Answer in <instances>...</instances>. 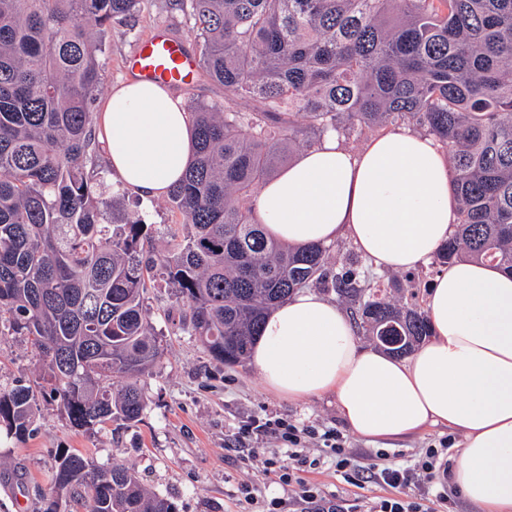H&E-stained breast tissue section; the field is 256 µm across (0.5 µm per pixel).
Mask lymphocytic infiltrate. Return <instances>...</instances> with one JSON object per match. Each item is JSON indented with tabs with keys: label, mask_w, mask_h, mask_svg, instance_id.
Segmentation results:
<instances>
[{
	"label": "lymphocytic infiltrate",
	"mask_w": 512,
	"mask_h": 512,
	"mask_svg": "<svg viewBox=\"0 0 512 512\" xmlns=\"http://www.w3.org/2000/svg\"><path fill=\"white\" fill-rule=\"evenodd\" d=\"M319 438L332 458L340 477L361 487L372 483L391 489V496L375 502L369 512H452L454 501L448 495L449 463L443 451L427 448L417 463L410 466H373L361 470L347 450L343 435L333 429L323 432L312 426H299L276 416H255L234 433L235 450L243 463L260 462L265 475L289 497L271 499L258 495L255 486L241 484L239 492L248 505H259L260 512H358L357 505L325 494L302 473L318 468L320 458L311 456L306 439Z\"/></svg>",
	"instance_id": "obj_1"
}]
</instances>
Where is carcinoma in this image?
<instances>
[{"mask_svg":"<svg viewBox=\"0 0 512 512\" xmlns=\"http://www.w3.org/2000/svg\"><path fill=\"white\" fill-rule=\"evenodd\" d=\"M152 2L0 0V334L27 337L45 365L0 387V428L19 441L48 393L78 429L141 419L142 382L162 357L150 288L169 289L182 326L230 366L268 312L320 286L378 342L396 337L390 353L424 342L418 303H392L357 262L331 274L330 247L290 245L253 218L258 185L328 133L405 124L433 137L458 200L437 263L512 274V0H174L225 105L189 101L194 154L167 193L174 224L158 254L142 216L121 210L125 192L95 189L92 111L108 27ZM39 512L177 508L134 469L60 448Z\"/></svg>","mask_w":512,"mask_h":512,"instance_id":"obj_1","label":"carcinoma"}]
</instances>
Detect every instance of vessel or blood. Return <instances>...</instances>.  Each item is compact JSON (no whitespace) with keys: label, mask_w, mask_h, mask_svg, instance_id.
<instances>
[{"label":"vessel or blood","mask_w":512,"mask_h":512,"mask_svg":"<svg viewBox=\"0 0 512 512\" xmlns=\"http://www.w3.org/2000/svg\"><path fill=\"white\" fill-rule=\"evenodd\" d=\"M198 69L184 41L162 30L142 41L127 63L131 77L178 89L190 87Z\"/></svg>","instance_id":"obj_1"}]
</instances>
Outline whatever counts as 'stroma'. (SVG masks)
<instances>
[{
    "label": "stroma",
    "instance_id": "1",
    "mask_svg": "<svg viewBox=\"0 0 512 512\" xmlns=\"http://www.w3.org/2000/svg\"><path fill=\"white\" fill-rule=\"evenodd\" d=\"M160 29L183 36L188 33V23L172 0H155L135 22L112 25L100 56L104 84L97 99H104L113 86L125 82L126 60L140 40ZM126 208L143 215L149 225L150 246L163 248L171 222L165 198L141 201L130 196ZM438 270V265L429 263L401 271L374 266L370 272L391 300L414 298L423 303ZM170 304L166 289H149L145 308L160 334L164 355L144 384L147 408L141 421H115L103 428L79 430L69 422L58 400L39 399L33 437L19 441L0 431V512H38L41 494L51 484L54 453L59 448L79 451L100 466L118 464L135 469L149 489L175 503L177 512H243L245 504L237 490L241 482L262 488L269 497L282 493L278 485L267 484L261 464L240 468L235 454L224 450L228 436L243 421L265 413L295 424L341 431L357 465L364 468L377 464L381 451L386 463L409 466L442 438H449L455 447L461 442L459 433L441 426L388 441L359 437L341 420L334 395L288 401L265 389L253 364L228 366L213 360L194 337L179 328L177 318L168 316ZM42 370L43 363L26 337L0 335V385L20 378L35 379ZM306 478L325 493L347 499L370 502L382 494L373 484L362 488L347 484L329 462L307 472Z\"/></svg>",
    "mask_w": 512,
    "mask_h": 512
}]
</instances>
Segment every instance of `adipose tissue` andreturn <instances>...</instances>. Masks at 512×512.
I'll list each match as a JSON object with an SVG mask.
<instances>
[{"label": "adipose tissue", "mask_w": 512, "mask_h": 512, "mask_svg": "<svg viewBox=\"0 0 512 512\" xmlns=\"http://www.w3.org/2000/svg\"><path fill=\"white\" fill-rule=\"evenodd\" d=\"M108 173L157 199L183 176L193 130L183 99L131 80L98 105ZM449 160L429 137L399 128L359 151L337 136L301 153L260 188L254 217L292 245L349 237L374 265L429 262L454 231ZM432 334L397 358L359 344L348 314L313 291L273 310L252 350L270 392L295 401L332 394L356 435L392 440L440 425L463 441L448 481L485 512H512V276L489 263L449 264L433 281Z\"/></svg>", "instance_id": "ef3b65f1"}]
</instances>
